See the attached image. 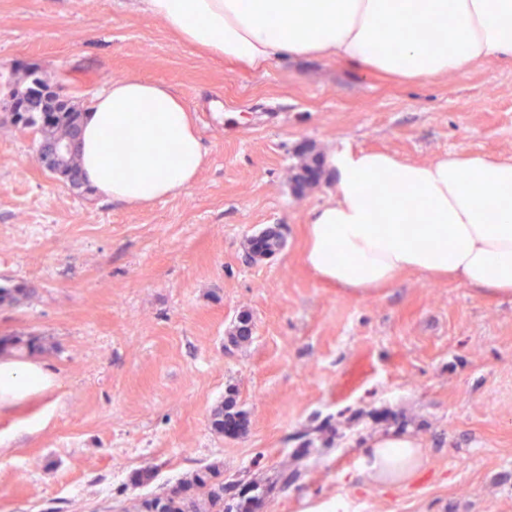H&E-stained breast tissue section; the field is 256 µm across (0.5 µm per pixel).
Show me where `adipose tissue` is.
<instances>
[{"label":"adipose tissue","instance_id":"ef3b65f1","mask_svg":"<svg viewBox=\"0 0 512 512\" xmlns=\"http://www.w3.org/2000/svg\"><path fill=\"white\" fill-rule=\"evenodd\" d=\"M185 44L259 71L314 56L402 82L512 60V0H146ZM448 24L447 39L420 28ZM80 163L97 191L133 206L173 196L206 162L192 115L163 83L131 76L98 91ZM336 194L308 219L305 265L363 296L407 271L512 295V160L448 154L418 163L374 151L330 159ZM364 467L395 484L422 465L417 440L373 438Z\"/></svg>","mask_w":512,"mask_h":512}]
</instances>
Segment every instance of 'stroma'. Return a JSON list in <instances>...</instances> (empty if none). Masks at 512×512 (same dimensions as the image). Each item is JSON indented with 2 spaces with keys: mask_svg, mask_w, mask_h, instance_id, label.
I'll return each mask as SVG.
<instances>
[{
  "mask_svg": "<svg viewBox=\"0 0 512 512\" xmlns=\"http://www.w3.org/2000/svg\"><path fill=\"white\" fill-rule=\"evenodd\" d=\"M15 63L83 111L118 79L168 84L208 162L129 206L51 177L0 108V285L32 290L0 306V336L40 337L25 360L48 375L0 401V512H102L212 461L225 481L272 484L263 512H512V297L415 272L355 296L303 262L332 154L511 157L512 61L415 83L319 58L247 71L178 40L144 0H0V72ZM270 227L282 249L248 261ZM244 312L252 336L231 343ZM230 396L247 424L215 433ZM392 429L422 446L399 486L360 463ZM147 467L155 480L134 484Z\"/></svg>",
  "mask_w": 512,
  "mask_h": 512,
  "instance_id": "stroma-1",
  "label": "stroma"
}]
</instances>
